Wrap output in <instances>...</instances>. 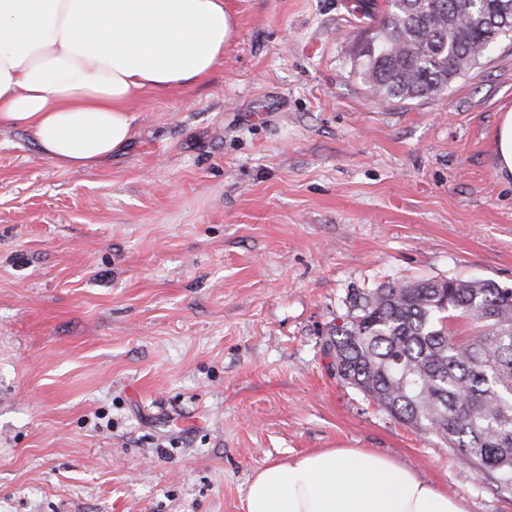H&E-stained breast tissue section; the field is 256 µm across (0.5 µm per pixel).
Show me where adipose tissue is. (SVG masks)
Returning <instances> with one entry per match:
<instances>
[{"mask_svg":"<svg viewBox=\"0 0 512 512\" xmlns=\"http://www.w3.org/2000/svg\"><path fill=\"white\" fill-rule=\"evenodd\" d=\"M233 18L224 0H0V124L86 168L130 140L131 102L210 76ZM245 512H464L391 458L324 448L257 470Z\"/></svg>","mask_w":512,"mask_h":512,"instance_id":"adipose-tissue-1","label":"adipose tissue"}]
</instances>
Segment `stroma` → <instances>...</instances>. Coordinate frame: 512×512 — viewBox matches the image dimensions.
I'll list each match as a JSON object with an SVG mask.
<instances>
[{
	"instance_id": "1",
	"label": "stroma",
	"mask_w": 512,
	"mask_h": 512,
	"mask_svg": "<svg viewBox=\"0 0 512 512\" xmlns=\"http://www.w3.org/2000/svg\"><path fill=\"white\" fill-rule=\"evenodd\" d=\"M224 58L143 95L85 169L0 126V512H244L256 470L367 448L460 497L512 496L337 380L354 290L512 287L493 135L512 44L443 93L379 105L355 0H224Z\"/></svg>"
}]
</instances>
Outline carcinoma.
<instances>
[{"mask_svg":"<svg viewBox=\"0 0 512 512\" xmlns=\"http://www.w3.org/2000/svg\"><path fill=\"white\" fill-rule=\"evenodd\" d=\"M355 70L386 104L430 98L512 28V0H383ZM326 349L336 379L395 420L435 436L499 492L512 487V289L490 279H423L354 291ZM472 320V336L458 323Z\"/></svg>","mask_w":512,"mask_h":512,"instance_id":"obj_1","label":"carcinoma"}]
</instances>
